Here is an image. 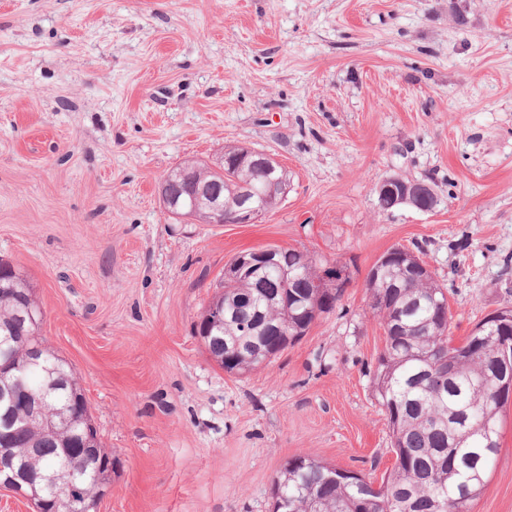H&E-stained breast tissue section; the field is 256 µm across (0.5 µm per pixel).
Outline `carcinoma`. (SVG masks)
Returning <instances> with one entry per match:
<instances>
[{
  "mask_svg": "<svg viewBox=\"0 0 512 512\" xmlns=\"http://www.w3.org/2000/svg\"><path fill=\"white\" fill-rule=\"evenodd\" d=\"M241 148L224 147L228 162L217 171L187 162L204 182L224 197V214L235 209V195L248 189L269 209L278 206L267 192L262 170L240 168L234 158ZM179 207L192 209L189 184L169 186ZM396 258L377 260L366 280L369 310L385 334L372 387L384 409L395 462L382 483L356 477L310 455L295 456L283 465L272 488L273 512H471L481 495L500 448V427L512 389L488 381L502 349L508 348L512 375V322H480L455 345L449 337L452 314L447 289L420 270L417 256L403 246ZM324 263L307 250L282 249L281 264L257 277L224 281V290L208 304L193 334H205L214 322L213 309L224 313L221 341L209 346L210 356L230 374L261 366L299 340L312 324L333 311L349 275L334 288H315ZM41 308L29 281L0 259V367L21 366L36 345L48 370L30 371L17 379L44 399L53 426L25 424L28 408L13 409L0 401V445L38 476L35 487L24 486L36 512H93L98 486L110 480L112 451L98 431L86 436L96 446V459H83L79 432L90 420L84 390L69 364L45 347L37 336ZM288 336H283V333ZM454 362L453 376L444 362ZM56 475L48 484L46 477Z\"/></svg>",
  "mask_w": 512,
  "mask_h": 512,
  "instance_id": "1",
  "label": "carcinoma"
}]
</instances>
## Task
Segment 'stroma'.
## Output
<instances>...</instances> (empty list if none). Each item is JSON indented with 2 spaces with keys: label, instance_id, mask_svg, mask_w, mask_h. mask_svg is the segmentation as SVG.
I'll return each mask as SVG.
<instances>
[{
  "label": "stroma",
  "instance_id": "obj_1",
  "mask_svg": "<svg viewBox=\"0 0 512 512\" xmlns=\"http://www.w3.org/2000/svg\"><path fill=\"white\" fill-rule=\"evenodd\" d=\"M287 168L257 224L173 219L158 197L225 146ZM431 179L421 212L382 180ZM413 250L448 289L451 336L512 306V0H0V259L73 368L113 470L97 512H271L311 454L381 481L366 278ZM347 265L335 311L231 375L192 327L247 249ZM471 512H512V400Z\"/></svg>",
  "mask_w": 512,
  "mask_h": 512
}]
</instances>
